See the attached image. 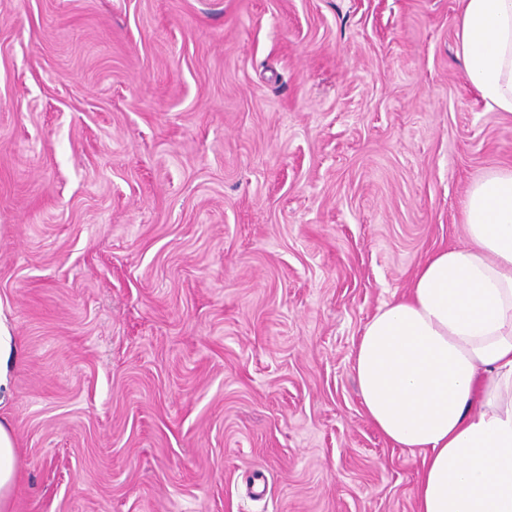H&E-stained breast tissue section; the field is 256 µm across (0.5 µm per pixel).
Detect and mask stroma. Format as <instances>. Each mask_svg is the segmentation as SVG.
<instances>
[{
  "mask_svg": "<svg viewBox=\"0 0 512 512\" xmlns=\"http://www.w3.org/2000/svg\"><path fill=\"white\" fill-rule=\"evenodd\" d=\"M457 0H0L15 512H415L353 349L512 114Z\"/></svg>",
  "mask_w": 512,
  "mask_h": 512,
  "instance_id": "1",
  "label": "stroma"
}]
</instances>
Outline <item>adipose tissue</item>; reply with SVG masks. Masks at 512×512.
I'll list each match as a JSON object with an SVG mask.
<instances>
[{
	"label": "adipose tissue",
	"instance_id": "ef3b65f1",
	"mask_svg": "<svg viewBox=\"0 0 512 512\" xmlns=\"http://www.w3.org/2000/svg\"><path fill=\"white\" fill-rule=\"evenodd\" d=\"M456 54L485 104L512 113V0H459ZM468 242L432 254L407 296L380 307L354 348L371 424L422 455L417 512H512V169L462 201ZM20 482L0 421V512Z\"/></svg>",
	"mask_w": 512,
	"mask_h": 512
}]
</instances>
